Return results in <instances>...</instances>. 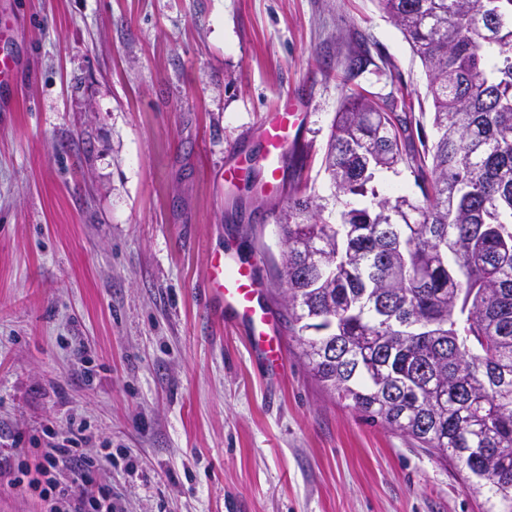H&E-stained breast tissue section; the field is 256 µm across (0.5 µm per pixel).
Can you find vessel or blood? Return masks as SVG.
Wrapping results in <instances>:
<instances>
[{"mask_svg":"<svg viewBox=\"0 0 512 512\" xmlns=\"http://www.w3.org/2000/svg\"><path fill=\"white\" fill-rule=\"evenodd\" d=\"M18 79L16 60L0 44V91L10 90ZM306 114L298 89H287L276 109L267 111L260 125L263 143L261 161L266 172L261 198L271 201L284 191L282 168L289 152L299 148V132ZM250 158L237 156L229 160L220 178L234 186L251 175ZM208 297L226 324L243 330L253 358L267 372H275L283 355V338L269 307L260 299V288L252 266L239 262L229 251L210 256L205 276Z\"/></svg>","mask_w":512,"mask_h":512,"instance_id":"1","label":"vessel or blood"}]
</instances>
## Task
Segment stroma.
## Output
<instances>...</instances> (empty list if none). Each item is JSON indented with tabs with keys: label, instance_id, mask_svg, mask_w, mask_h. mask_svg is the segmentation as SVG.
<instances>
[{
	"label": "stroma",
	"instance_id": "35a3bbf8",
	"mask_svg": "<svg viewBox=\"0 0 512 512\" xmlns=\"http://www.w3.org/2000/svg\"><path fill=\"white\" fill-rule=\"evenodd\" d=\"M0 24L20 60L0 112V455L76 419L112 457L116 512H484L458 471L330 397L294 339L269 377L205 309L228 247L284 312L256 129L286 87L310 150L288 186L329 195L354 92L420 101L413 137L433 141L424 67L377 0H0ZM235 154L253 172L228 189Z\"/></svg>",
	"mask_w": 512,
	"mask_h": 512
}]
</instances>
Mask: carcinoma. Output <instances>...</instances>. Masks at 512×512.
Listing matches in <instances>:
<instances>
[{
    "label": "carcinoma",
    "mask_w": 512,
    "mask_h": 512,
    "mask_svg": "<svg viewBox=\"0 0 512 512\" xmlns=\"http://www.w3.org/2000/svg\"><path fill=\"white\" fill-rule=\"evenodd\" d=\"M428 76L435 139L359 95L333 120L325 198L295 188L275 277L313 377L512 512V0H378ZM404 168L421 197L380 194Z\"/></svg>",
    "instance_id": "1"
}]
</instances>
